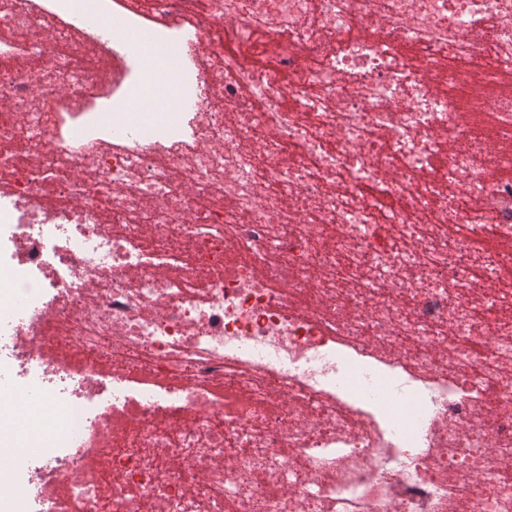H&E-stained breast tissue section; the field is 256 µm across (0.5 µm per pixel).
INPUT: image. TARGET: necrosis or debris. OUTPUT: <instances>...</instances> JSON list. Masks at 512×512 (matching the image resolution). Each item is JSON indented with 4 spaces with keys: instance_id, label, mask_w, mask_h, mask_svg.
<instances>
[{
    "instance_id": "1",
    "label": "necrosis or debris",
    "mask_w": 512,
    "mask_h": 512,
    "mask_svg": "<svg viewBox=\"0 0 512 512\" xmlns=\"http://www.w3.org/2000/svg\"><path fill=\"white\" fill-rule=\"evenodd\" d=\"M506 72L512 0H0L15 512H512Z\"/></svg>"
}]
</instances>
